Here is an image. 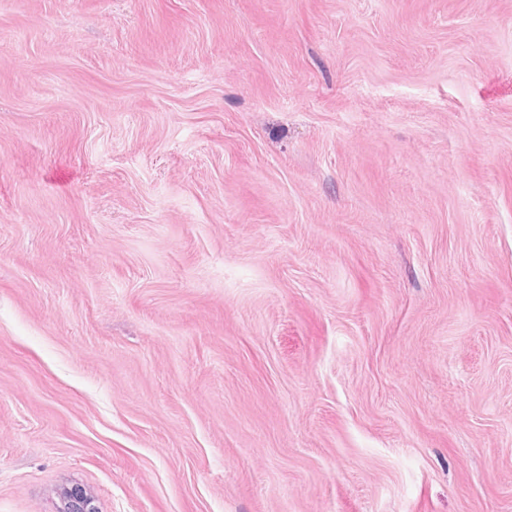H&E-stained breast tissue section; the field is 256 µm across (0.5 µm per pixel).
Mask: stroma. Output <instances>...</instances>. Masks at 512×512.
<instances>
[{
    "instance_id": "1",
    "label": "stroma",
    "mask_w": 512,
    "mask_h": 512,
    "mask_svg": "<svg viewBox=\"0 0 512 512\" xmlns=\"http://www.w3.org/2000/svg\"><path fill=\"white\" fill-rule=\"evenodd\" d=\"M512 512V0H0V512ZM57 495V512H100L96 497L81 484L65 486Z\"/></svg>"
}]
</instances>
